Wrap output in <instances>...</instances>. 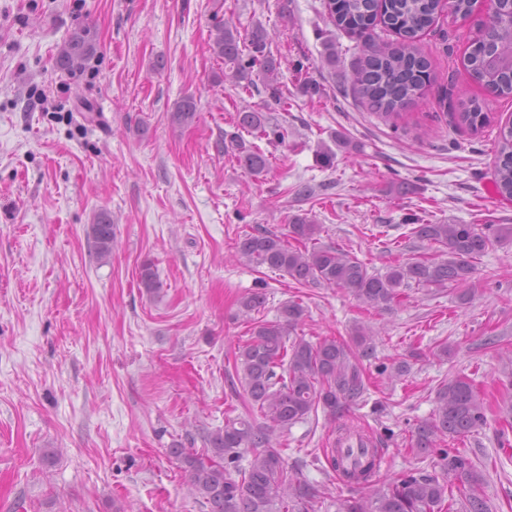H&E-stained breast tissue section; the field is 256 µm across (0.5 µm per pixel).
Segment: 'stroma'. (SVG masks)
<instances>
[{
  "mask_svg": "<svg viewBox=\"0 0 512 512\" xmlns=\"http://www.w3.org/2000/svg\"><path fill=\"white\" fill-rule=\"evenodd\" d=\"M327 0H0V512H207L192 495L172 449L202 452L229 411L245 415L233 388L234 356L250 325L238 310L250 292L275 319L286 301L306 309L296 335L350 340L374 334L371 386L344 423L379 443L374 484H337L324 450V415L276 434L298 478L327 498H367L435 457L409 446L445 380L468 376L489 403L486 425L455 446L486 475L489 512H512V446L496 431L512 400V245L491 247L457 290L403 288L376 309L348 291L296 284L247 266L240 236L286 232L309 213L319 241L352 250L369 269L433 254L413 237L410 217L445 224H512V201L496 192L494 142L512 123V98L489 94L466 70L484 12L467 21L440 13L418 45L432 81L418 104L390 119L369 112L351 78L364 43L327 20ZM241 37L267 33L278 92L248 93L224 75L211 49L218 21ZM84 29L96 47L82 68L56 65L59 48ZM336 64L324 60L326 42ZM198 117L171 124L181 98ZM473 99L491 122L460 126L448 107ZM267 113L284 139L259 146L270 158L250 176L225 146L237 113ZM345 135L354 148L333 166L322 148ZM318 195L297 201L299 182ZM108 212L112 254L97 258L88 229ZM162 283L147 293L143 264ZM496 344H487V337ZM448 344L453 352L441 358ZM409 360L396 377L382 366ZM58 449L55 459L45 449Z\"/></svg>",
  "mask_w": 512,
  "mask_h": 512,
  "instance_id": "35a3bbf8",
  "label": "stroma"
}]
</instances>
